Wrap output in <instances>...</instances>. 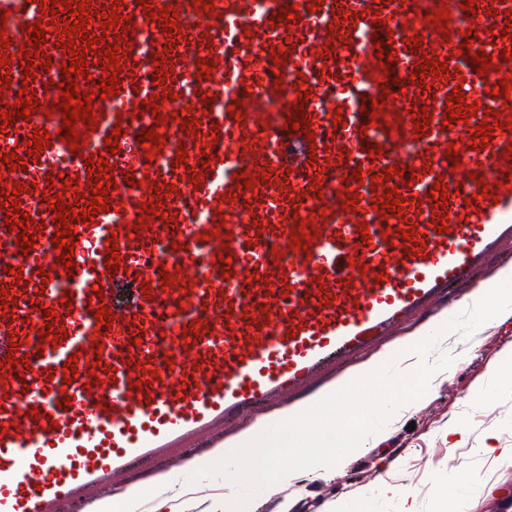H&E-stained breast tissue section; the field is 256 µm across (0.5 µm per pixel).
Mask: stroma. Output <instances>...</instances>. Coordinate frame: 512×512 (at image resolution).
<instances>
[{
    "mask_svg": "<svg viewBox=\"0 0 512 512\" xmlns=\"http://www.w3.org/2000/svg\"><path fill=\"white\" fill-rule=\"evenodd\" d=\"M512 353V321L488 323L474 338H462L454 352L436 351L426 370L407 359L394 365L393 395L398 415L380 424L369 447L337 463L328 476L304 480L268 495L249 491L252 504H270V512H359L364 491L388 484L393 492L372 512H442L446 501L470 498L472 512H512V464L497 449L512 448V381L494 372ZM415 377L412 391L398 388ZM458 422L468 441L457 446L448 437ZM492 445L494 454L483 453ZM494 483L483 491L476 477Z\"/></svg>",
    "mask_w": 512,
    "mask_h": 512,
    "instance_id": "35a3bbf8",
    "label": "stroma"
}]
</instances>
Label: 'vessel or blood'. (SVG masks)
<instances>
[{
	"label": "vessel or blood",
	"mask_w": 512,
	"mask_h": 512,
	"mask_svg": "<svg viewBox=\"0 0 512 512\" xmlns=\"http://www.w3.org/2000/svg\"><path fill=\"white\" fill-rule=\"evenodd\" d=\"M172 7L175 35L161 23L147 21L135 0H125L121 16L130 17L126 32L133 43L117 83L119 95L93 98L96 127L78 122L84 146L72 152L61 137V111L55 99L67 60L58 47L54 23L66 22L68 10L41 14L37 0H0V15L14 56L29 52L22 26L42 22L51 44L52 66L23 80L24 69L12 64L9 88L0 90V111L14 106L22 85L43 103L30 120L8 123L0 132V153L25 157L34 128L51 138L37 161L25 170L6 172V179L24 186L21 209L41 223L34 250L20 252V229H7L12 215L11 189L0 192V280L20 283L24 290L8 315L0 316V512H99L114 476L135 464L174 458L182 471L198 470L204 460L224 454V436L214 425L265 408L276 397L291 395L330 369L351 363L383 341L399 325L467 282L473 272L512 239V188L497 186L512 168L504 153L512 136L495 134L485 147L472 149V126L486 110H501L503 96L491 95L512 64L480 76L461 57L464 26L452 18L448 28L428 25L423 13L438 9L440 0H216L210 8L191 0H152ZM316 11H308V4ZM290 6L293 19L273 25V13ZM358 15L350 35H331L338 9ZM512 0H496L480 25L486 30L484 51L499 58L512 48L505 10ZM421 38L423 54L410 50L409 38ZM383 48H376V41ZM174 45L167 58L171 73L164 83L152 81L157 71L152 49ZM285 49L274 63L270 53ZM396 54L399 86L390 96L382 88L390 79L379 54ZM454 68V75L420 88L413 74L422 56ZM215 62L210 78H199L197 62ZM312 87L301 103L300 84ZM464 93L465 107H476L469 122L447 128L444 106L453 89ZM154 99L158 110L144 106ZM384 100L375 124L363 127V100ZM240 104V117L230 105ZM281 105L273 114L272 105ZM303 105L315 135L286 131L296 105ZM432 118L426 136L415 137V109ZM51 116H44V109ZM195 119L186 134L176 113ZM343 126H335L334 115ZM401 117L397 128L388 117ZM161 125L160 152L146 157L138 139L141 129ZM121 126L119 151L111 155L108 212L77 223L70 261L74 271L58 266L61 252L51 241L56 224L41 192L48 174L86 175V160H99L114 126ZM205 145H198V137ZM418 144L406 156L409 144ZM458 144L459 165L446 156ZM382 152L372 155L373 145ZM185 151L187 167L175 163ZM389 166L400 174L388 186L372 185L371 176ZM361 168L363 183L354 189L355 206L340 197L345 176ZM204 173L195 187L191 170ZM269 172L257 189H238L241 172ZM325 172L322 197L308 190L318 172ZM134 184H126L127 176ZM490 182L489 196L479 197L478 181ZM443 180L447 196L432 205L430 191ZM170 189L155 199L161 212L176 213V224L153 220L134 234L138 209L150 189ZM36 193H27V186ZM399 189L411 209L405 217H383L374 200L386 187ZM315 219L320 233L310 251L294 250L290 238L298 222ZM447 232H439L440 222ZM415 223L421 240L417 258L404 254L409 241L388 240L387 229ZM116 238L122 264L109 271L105 241ZM228 252L232 263L221 274L216 258ZM21 276H12L14 268ZM51 269L50 280L41 272ZM174 280L160 284L161 271ZM150 294H143V286ZM336 300L321 304L326 293ZM71 304H64V294ZM102 298L118 320L111 331L95 334L97 320L88 302ZM58 314L66 335L37 352L35 342L47 328L48 312ZM203 322L208 331L188 341L190 325ZM14 363H6V356ZM77 360L78 377L63 385L64 365ZM151 361L153 374L133 361ZM70 407L59 408L62 399Z\"/></svg>",
	"instance_id": "1"
}]
</instances>
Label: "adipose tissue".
<instances>
[{
    "label": "adipose tissue",
    "instance_id": "ef3b65f1",
    "mask_svg": "<svg viewBox=\"0 0 512 512\" xmlns=\"http://www.w3.org/2000/svg\"><path fill=\"white\" fill-rule=\"evenodd\" d=\"M493 291L477 289L459 303L460 308L476 312L475 320L467 322L468 335L482 332L490 321L512 320V263L497 270L492 278ZM387 361L353 372L346 386L328 387L311 397L297 410L286 412V424L271 430L269 424L259 423L240 437L234 438L224 450L225 493L209 495L207 512H235L245 488H257L266 493H275L280 486L296 483L308 474L330 473L338 460L351 456L366 448L369 440L367 429L375 414L393 416L394 404L373 409L362 404L358 422H344L348 414L350 391L362 393L371 390L375 380L388 374ZM264 439L265 446L273 455H292L297 466L288 470L270 471L258 462L239 466L234 454L241 448L255 447L257 439Z\"/></svg>",
    "mask_w": 512,
    "mask_h": 512
}]
</instances>
